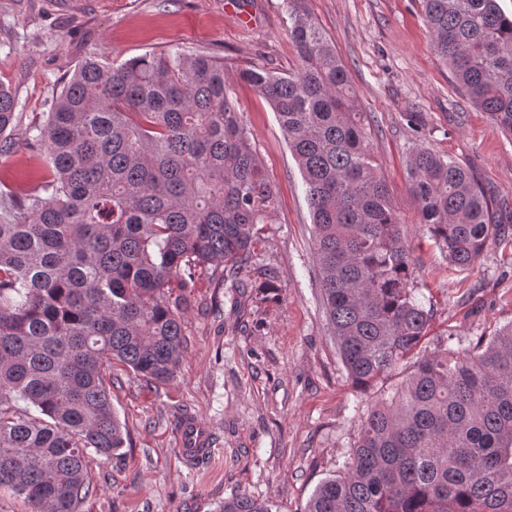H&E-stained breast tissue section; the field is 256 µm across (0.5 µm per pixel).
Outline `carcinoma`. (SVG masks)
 <instances>
[{
    "label": "carcinoma",
    "instance_id": "1",
    "mask_svg": "<svg viewBox=\"0 0 512 512\" xmlns=\"http://www.w3.org/2000/svg\"><path fill=\"white\" fill-rule=\"evenodd\" d=\"M296 69L239 72L276 113L302 173L320 298L346 379L378 394L343 473L304 512H512V323L459 353L422 352L433 313L358 97L307 0H285ZM432 49L512 135V13L501 0H420ZM13 90L0 84V156L14 151ZM27 145L51 178L0 190V489L31 512H77L86 458L125 443L104 378L113 359L165 382L182 356L196 271L239 278L276 206L224 80V59L182 48L84 59ZM419 223L470 267L512 236L452 158L412 150ZM21 398L33 410L16 407ZM216 512H271L246 493Z\"/></svg>",
    "mask_w": 512,
    "mask_h": 512
}]
</instances>
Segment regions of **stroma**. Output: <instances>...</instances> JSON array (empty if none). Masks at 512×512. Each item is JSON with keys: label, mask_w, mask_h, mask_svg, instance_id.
<instances>
[{"label": "stroma", "mask_w": 512, "mask_h": 512, "mask_svg": "<svg viewBox=\"0 0 512 512\" xmlns=\"http://www.w3.org/2000/svg\"><path fill=\"white\" fill-rule=\"evenodd\" d=\"M226 0H0V83L21 116L14 153L0 158V187L47 180L44 154L28 148L62 80L87 56L116 61L179 46L222 57L250 143L277 204L242 273L245 291L213 270L197 275L183 314L182 362L147 383L112 362L106 379L126 433L117 458L91 456V491L78 512H214L236 492L273 512H304L318 484L340 474L360 409L374 394L347 382L319 299L305 183L268 102L237 77L249 63L295 64L285 0H239L254 24L240 27ZM336 46L366 112L368 147L400 212L414 259L415 295L433 311L428 349L450 337L461 351L512 322V240L491 245L466 270L423 235L408 192L410 148L448 155L473 174L503 224L512 225V138L455 83L434 54L419 0H307ZM422 113L416 130L404 115ZM276 290L266 293V273ZM204 424L212 453L179 456L184 420Z\"/></svg>", "instance_id": "obj_1"}]
</instances>
